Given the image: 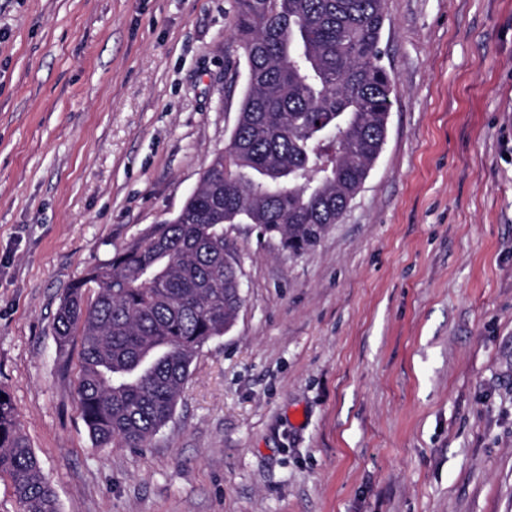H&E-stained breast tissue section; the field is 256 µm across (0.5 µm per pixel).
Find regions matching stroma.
Here are the masks:
<instances>
[{
  "label": "stroma",
  "instance_id": "stroma-1",
  "mask_svg": "<svg viewBox=\"0 0 512 512\" xmlns=\"http://www.w3.org/2000/svg\"><path fill=\"white\" fill-rule=\"evenodd\" d=\"M383 149L142 448L95 447L60 301L176 215L247 83L234 0H0V390L60 512H512V0H386Z\"/></svg>",
  "mask_w": 512,
  "mask_h": 512
}]
</instances>
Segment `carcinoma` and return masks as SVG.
Segmentation results:
<instances>
[{
	"instance_id": "cac0c4a2",
	"label": "carcinoma",
	"mask_w": 512,
	"mask_h": 512,
	"mask_svg": "<svg viewBox=\"0 0 512 512\" xmlns=\"http://www.w3.org/2000/svg\"><path fill=\"white\" fill-rule=\"evenodd\" d=\"M248 81L228 147L171 219L67 289L55 334L82 337L76 404L98 448H140L170 421L203 347L243 299L226 224L288 255L316 250L366 180L396 97L380 48L385 0H235ZM94 289L93 298L86 297ZM20 512H60L0 390V478Z\"/></svg>"
}]
</instances>
